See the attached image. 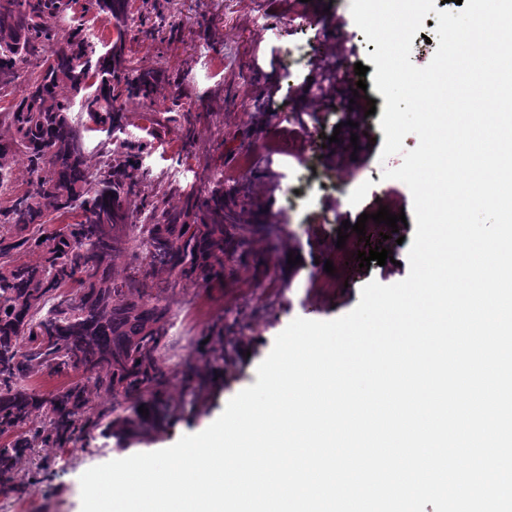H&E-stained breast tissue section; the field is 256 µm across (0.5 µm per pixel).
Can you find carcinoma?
<instances>
[{
  "label": "carcinoma",
  "mask_w": 512,
  "mask_h": 512,
  "mask_svg": "<svg viewBox=\"0 0 512 512\" xmlns=\"http://www.w3.org/2000/svg\"><path fill=\"white\" fill-rule=\"evenodd\" d=\"M130 0H87L117 26L130 20ZM169 0H143L140 21L147 39L172 29ZM68 0H0V179L26 188L0 204V490L19 491L18 460L38 445L64 448L94 420L88 388L78 379L50 393L32 381L40 376L82 372L94 377L98 393L140 397L160 378L156 353L167 307L160 282L208 281L224 271L228 217L224 194L184 195L171 188L143 200L150 222L135 224L126 206L135 194L140 152L126 141L112 142L109 159L92 168L82 131L71 116V98L94 88L87 112L97 125H127L126 100L149 99L162 84L174 83L162 68L145 69L125 54L124 36L106 57L73 29L59 32L56 20ZM60 42L43 58L38 74L15 93L19 62L39 46ZM142 253L133 251V248ZM23 250L32 262L12 259ZM132 254L138 265L121 277L112 262ZM147 426L117 416L104 425L122 436Z\"/></svg>",
  "instance_id": "obj_1"
}]
</instances>
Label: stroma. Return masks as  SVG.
<instances>
[{"label":"stroma","instance_id":"1","mask_svg":"<svg viewBox=\"0 0 512 512\" xmlns=\"http://www.w3.org/2000/svg\"><path fill=\"white\" fill-rule=\"evenodd\" d=\"M289 0H171L174 32L157 42L127 37L126 46L141 66L162 67L178 76L177 88L162 86L152 100L126 104L129 123L122 137L142 145L139 193L128 207L168 186L208 193L224 183V208L239 226L235 237L243 259L221 281L168 286L165 334L157 351L162 373L159 391L140 401L123 395L91 393L90 404L102 419L133 416L154 400L166 405L161 424L117 440L91 430L65 448H42L22 459L17 470L26 479L23 495L13 496V512H81L80 477L91 467L152 452L182 436L206 429L228 401L257 381V367L291 321H330L352 311L362 287L380 280L382 266L361 267L356 259L367 243H378L385 224L367 221L365 236L350 233L337 247L340 217L388 207L412 215L413 200L401 181L383 178L384 169L401 165V155L381 158L366 153L368 140L384 141L378 111L385 98L375 87L365 94L377 112L358 127L335 110L331 98L309 92L312 71L332 66L353 73L375 52L355 23L348 0H310L299 20ZM352 37L355 55L328 52L330 39ZM182 90L186 115L151 126L148 114L172 105ZM306 114L304 141L293 140L295 114ZM193 139L182 146L184 127ZM338 136L344 153L354 154L348 176H340L326 158V137ZM250 158L251 179L281 174L283 190L257 197L250 182H240L238 166ZM299 256L289 265V255ZM334 273H326L325 262Z\"/></svg>","mask_w":512,"mask_h":512}]
</instances>
